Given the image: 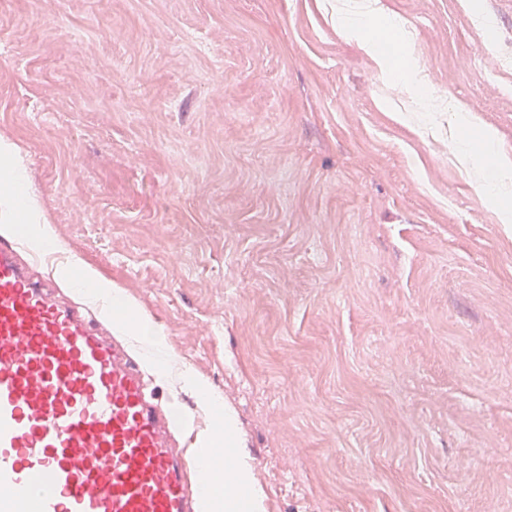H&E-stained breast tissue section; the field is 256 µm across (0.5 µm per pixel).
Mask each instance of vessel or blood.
Instances as JSON below:
<instances>
[{
  "mask_svg": "<svg viewBox=\"0 0 512 512\" xmlns=\"http://www.w3.org/2000/svg\"><path fill=\"white\" fill-rule=\"evenodd\" d=\"M32 265L0 238V512H203L189 471L228 449L178 439L130 343Z\"/></svg>",
  "mask_w": 512,
  "mask_h": 512,
  "instance_id": "b4317fda",
  "label": "vessel or blood"
}]
</instances>
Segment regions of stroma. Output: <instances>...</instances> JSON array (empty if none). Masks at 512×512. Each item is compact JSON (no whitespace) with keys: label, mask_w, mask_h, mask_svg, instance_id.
<instances>
[{"label":"stroma","mask_w":512,"mask_h":512,"mask_svg":"<svg viewBox=\"0 0 512 512\" xmlns=\"http://www.w3.org/2000/svg\"><path fill=\"white\" fill-rule=\"evenodd\" d=\"M341 2L0 0L42 272L81 261L164 329L156 384L203 432L219 394L264 512H512V229L456 143L512 153V8L373 0L389 78ZM373 7L371 4H361L355 11L337 13L340 30L344 35L354 40L371 57L382 73L388 74L390 70L389 61L380 48V41L388 36L390 30L394 27V23L384 22V24L377 27L369 26L366 19L372 13ZM354 12H362L361 19L357 23L350 18V15Z\"/></svg>","instance_id":"35a3bbf8"}]
</instances>
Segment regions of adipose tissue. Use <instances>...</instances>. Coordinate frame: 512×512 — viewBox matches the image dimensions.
<instances>
[{
	"mask_svg": "<svg viewBox=\"0 0 512 512\" xmlns=\"http://www.w3.org/2000/svg\"><path fill=\"white\" fill-rule=\"evenodd\" d=\"M340 29L376 63L381 72H389V61L380 42L390 32L391 23L368 25L365 18L355 22L349 13H339ZM460 163L466 168L484 172V179L474 184L477 194L488 196L498 206L500 223L512 224V154L500 151L492 130L479 129L476 139L461 141L458 148ZM0 222L31 224L36 229L39 245L54 249L58 243L51 225L47 224L40 206L28 191V173L23 157L14 143L0 137ZM204 480L212 490L207 497L211 512H261L262 493L250 479V465L239 453L234 456V468L229 476V491H215L217 481L214 466H207Z\"/></svg>",
	"mask_w": 512,
	"mask_h": 512,
	"instance_id": "adipose-tissue-1",
	"label": "adipose tissue"
}]
</instances>
